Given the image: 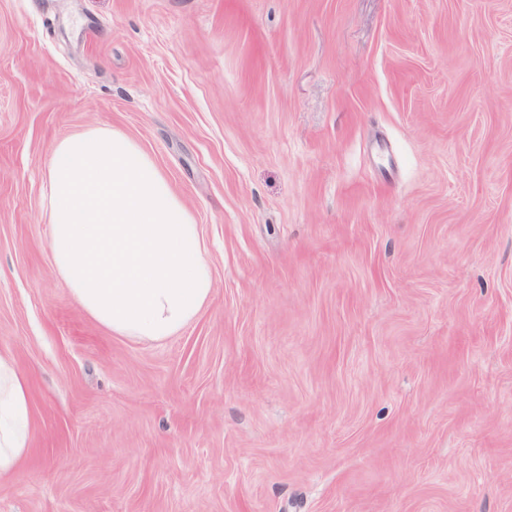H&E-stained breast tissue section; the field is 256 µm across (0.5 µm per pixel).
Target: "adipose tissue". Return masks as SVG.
Returning <instances> with one entry per match:
<instances>
[{
  "mask_svg": "<svg viewBox=\"0 0 512 512\" xmlns=\"http://www.w3.org/2000/svg\"><path fill=\"white\" fill-rule=\"evenodd\" d=\"M43 220L72 298L117 336L178 334L214 288L199 226L151 158L126 134L96 129L56 145ZM28 380L0 354V478L30 446Z\"/></svg>",
  "mask_w": 512,
  "mask_h": 512,
  "instance_id": "obj_1",
  "label": "adipose tissue"
}]
</instances>
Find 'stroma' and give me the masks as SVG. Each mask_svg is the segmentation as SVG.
Instances as JSON below:
<instances>
[{
	"label": "stroma",
	"instance_id": "stroma-1",
	"mask_svg": "<svg viewBox=\"0 0 512 512\" xmlns=\"http://www.w3.org/2000/svg\"><path fill=\"white\" fill-rule=\"evenodd\" d=\"M114 129L212 264L162 342L58 278L55 145ZM0 512H512V0H0ZM31 398L27 377L0 353V478L12 475L31 446Z\"/></svg>",
	"mask_w": 512,
	"mask_h": 512
}]
</instances>
